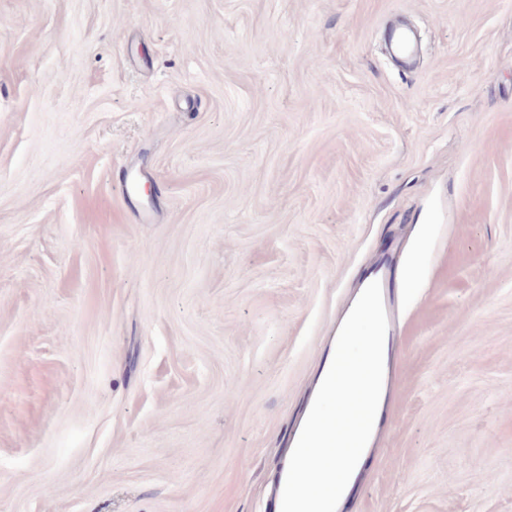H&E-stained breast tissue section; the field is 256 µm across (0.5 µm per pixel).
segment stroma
Wrapping results in <instances>:
<instances>
[{
  "mask_svg": "<svg viewBox=\"0 0 512 512\" xmlns=\"http://www.w3.org/2000/svg\"><path fill=\"white\" fill-rule=\"evenodd\" d=\"M387 255L344 512H512V0H0V512H266ZM389 270H390L389 258L377 260L374 263V265L369 273V276L367 278V282H366V286L375 280H378L381 284L383 304H384L387 318H388V328H387L385 344H384V356L386 357L387 360L394 358V353L392 351L391 344H392L394 337L396 336L395 332L393 330V326H392L393 296H392V284H391V279H390V275H389Z\"/></svg>",
  "mask_w": 512,
  "mask_h": 512,
  "instance_id": "stroma-1",
  "label": "stroma"
}]
</instances>
